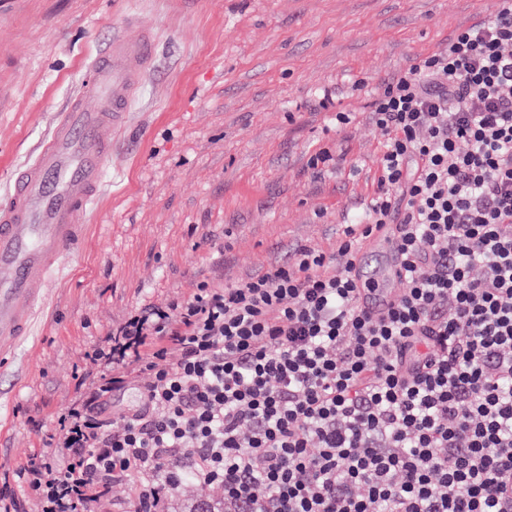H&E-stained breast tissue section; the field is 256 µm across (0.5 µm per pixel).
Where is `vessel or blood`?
<instances>
[{
  "instance_id": "obj_1",
  "label": "vessel or blood",
  "mask_w": 512,
  "mask_h": 512,
  "mask_svg": "<svg viewBox=\"0 0 512 512\" xmlns=\"http://www.w3.org/2000/svg\"><path fill=\"white\" fill-rule=\"evenodd\" d=\"M153 31L127 20L106 52L91 60L79 89L57 115L34 159L19 169L0 201V354L23 336L40 298L37 287L83 242L79 218L100 194L112 132L129 112L154 56ZM380 267L355 273L363 306L384 311L395 297L401 259L395 240L378 234L362 250Z\"/></svg>"
}]
</instances>
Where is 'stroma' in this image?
Masks as SVG:
<instances>
[{
  "instance_id": "obj_1",
  "label": "stroma",
  "mask_w": 512,
  "mask_h": 512,
  "mask_svg": "<svg viewBox=\"0 0 512 512\" xmlns=\"http://www.w3.org/2000/svg\"><path fill=\"white\" fill-rule=\"evenodd\" d=\"M495 0H0V197L128 16L151 70L30 333L0 356V469L47 447L84 355L142 304L336 245L377 188L374 92ZM336 92L332 110L315 104ZM354 113L337 127L336 112ZM330 159L320 168L312 161Z\"/></svg>"
}]
</instances>
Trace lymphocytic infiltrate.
I'll return each mask as SVG.
<instances>
[{
	"mask_svg": "<svg viewBox=\"0 0 512 512\" xmlns=\"http://www.w3.org/2000/svg\"><path fill=\"white\" fill-rule=\"evenodd\" d=\"M371 114L377 190L332 251L136 309L0 482L34 512H172L188 482L222 486L224 512H512V0ZM379 233L403 273L375 315L354 269Z\"/></svg>",
	"mask_w": 512,
	"mask_h": 512,
	"instance_id": "f902f5d3",
	"label": "lymphocytic infiltrate"
}]
</instances>
